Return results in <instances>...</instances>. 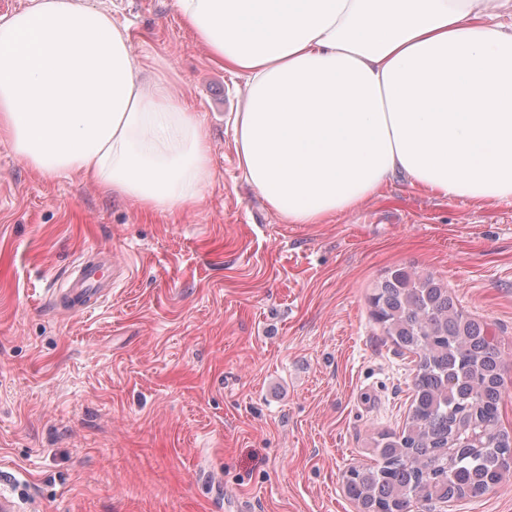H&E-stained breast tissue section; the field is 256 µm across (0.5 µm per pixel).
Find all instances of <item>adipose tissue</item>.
Returning a JSON list of instances; mask_svg holds the SVG:
<instances>
[{"mask_svg":"<svg viewBox=\"0 0 512 512\" xmlns=\"http://www.w3.org/2000/svg\"><path fill=\"white\" fill-rule=\"evenodd\" d=\"M225 71L248 76L239 166L291 224H319L396 175L512 201V0H175ZM83 0L0 18V136L149 211L196 198L209 131L163 70Z\"/></svg>","mask_w":512,"mask_h":512,"instance_id":"adipose-tissue-1","label":"adipose tissue"}]
</instances>
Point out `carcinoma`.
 <instances>
[{
    "instance_id": "obj_1",
    "label": "carcinoma",
    "mask_w": 512,
    "mask_h": 512,
    "mask_svg": "<svg viewBox=\"0 0 512 512\" xmlns=\"http://www.w3.org/2000/svg\"><path fill=\"white\" fill-rule=\"evenodd\" d=\"M369 303L385 336L416 360L401 429L373 440L374 463L346 475L357 512H411L417 501L490 492L512 474V435L499 418L508 387L497 338L429 272H389Z\"/></svg>"
}]
</instances>
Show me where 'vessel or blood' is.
Returning <instances> with one entry per match:
<instances>
[{"mask_svg":"<svg viewBox=\"0 0 512 512\" xmlns=\"http://www.w3.org/2000/svg\"><path fill=\"white\" fill-rule=\"evenodd\" d=\"M111 270V257L102 250L96 259L74 266L64 286L54 290V306L67 312H80L100 304L113 283Z\"/></svg>","mask_w":512,"mask_h":512,"instance_id":"vessel-or-blood-1","label":"vessel or blood"}]
</instances>
